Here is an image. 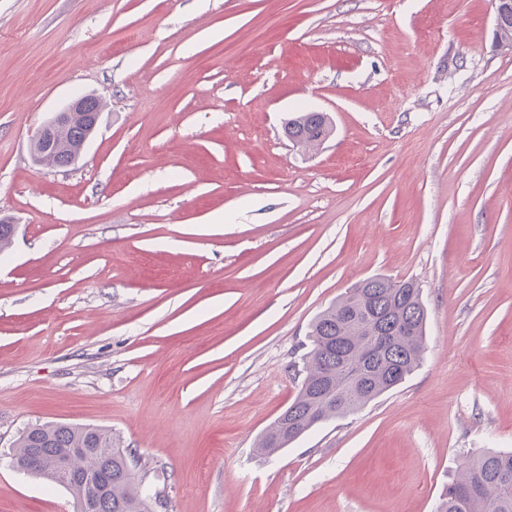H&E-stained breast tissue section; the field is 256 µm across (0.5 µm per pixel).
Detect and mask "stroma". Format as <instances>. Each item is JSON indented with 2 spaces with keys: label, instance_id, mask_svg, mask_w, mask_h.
I'll return each instance as SVG.
<instances>
[{
  "label": "stroma",
  "instance_id": "stroma-1",
  "mask_svg": "<svg viewBox=\"0 0 512 512\" xmlns=\"http://www.w3.org/2000/svg\"><path fill=\"white\" fill-rule=\"evenodd\" d=\"M492 0H0V512L46 422L112 430L156 512H434L512 449V50ZM98 95L74 167L37 130ZM324 112L313 151L286 137ZM415 281L420 367L272 455L312 320ZM288 139L305 150L319 146L332 132L327 113L302 112L288 119L284 127Z\"/></svg>",
  "mask_w": 512,
  "mask_h": 512
}]
</instances>
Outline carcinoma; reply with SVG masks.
<instances>
[{"mask_svg": "<svg viewBox=\"0 0 512 512\" xmlns=\"http://www.w3.org/2000/svg\"><path fill=\"white\" fill-rule=\"evenodd\" d=\"M284 130L290 141L310 150L333 126L323 112H302ZM86 134L80 120L59 127L54 148L44 158L53 166L70 162ZM426 321L421 290L412 280L375 275L348 289L312 322L299 391L261 434L258 450H283L313 426L351 413L400 385L423 360ZM65 448L83 453L62 474L56 457ZM130 457L132 450L107 429L44 423L20 435L14 460L32 475L97 498L96 512H152L145 478L128 472ZM435 512H512V451L463 456L442 488Z\"/></svg>", "mask_w": 512, "mask_h": 512, "instance_id": "1", "label": "carcinoma"}]
</instances>
